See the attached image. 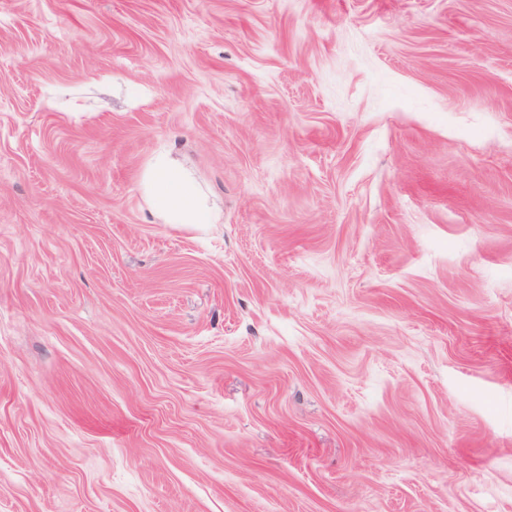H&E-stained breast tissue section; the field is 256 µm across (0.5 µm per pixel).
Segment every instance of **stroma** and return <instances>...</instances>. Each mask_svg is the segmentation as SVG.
I'll list each match as a JSON object with an SVG mask.
<instances>
[{
    "mask_svg": "<svg viewBox=\"0 0 512 512\" xmlns=\"http://www.w3.org/2000/svg\"><path fill=\"white\" fill-rule=\"evenodd\" d=\"M0 512H512V0H0ZM153 206L169 224H212L214 217L204 209L190 184L160 166L149 179Z\"/></svg>",
    "mask_w": 512,
    "mask_h": 512,
    "instance_id": "1",
    "label": "stroma"
}]
</instances>
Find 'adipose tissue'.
<instances>
[{"instance_id": "obj_1", "label": "adipose tissue", "mask_w": 512, "mask_h": 512, "mask_svg": "<svg viewBox=\"0 0 512 512\" xmlns=\"http://www.w3.org/2000/svg\"><path fill=\"white\" fill-rule=\"evenodd\" d=\"M153 206L171 224H210L214 218L204 209L190 184L161 166L149 179Z\"/></svg>"}]
</instances>
